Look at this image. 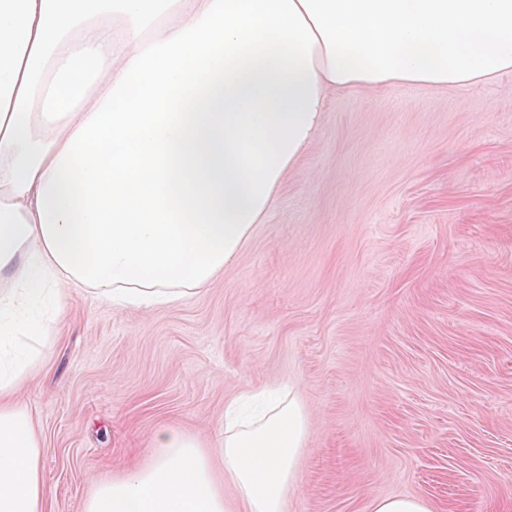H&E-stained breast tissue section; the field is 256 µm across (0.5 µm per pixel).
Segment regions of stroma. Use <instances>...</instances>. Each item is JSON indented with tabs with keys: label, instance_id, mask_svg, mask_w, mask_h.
<instances>
[{
	"label": "stroma",
	"instance_id": "stroma-1",
	"mask_svg": "<svg viewBox=\"0 0 512 512\" xmlns=\"http://www.w3.org/2000/svg\"><path fill=\"white\" fill-rule=\"evenodd\" d=\"M19 393L46 512L148 466L155 430L219 453L224 407L293 382L308 417L285 512H512V73L329 92L235 260L154 309L74 292ZM373 512H432L422 499L410 496H391L377 499Z\"/></svg>",
	"mask_w": 512,
	"mask_h": 512
}]
</instances>
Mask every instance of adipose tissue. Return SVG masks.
Segmentation results:
<instances>
[{
	"label": "adipose tissue",
	"mask_w": 512,
	"mask_h": 512,
	"mask_svg": "<svg viewBox=\"0 0 512 512\" xmlns=\"http://www.w3.org/2000/svg\"><path fill=\"white\" fill-rule=\"evenodd\" d=\"M512 71V0H0V512H45L18 394L71 291L153 307L206 288L268 210L328 90H467ZM228 407L223 476L162 428L84 512H283L307 415ZM236 489L224 498L225 482Z\"/></svg>",
	"instance_id": "1"
}]
</instances>
